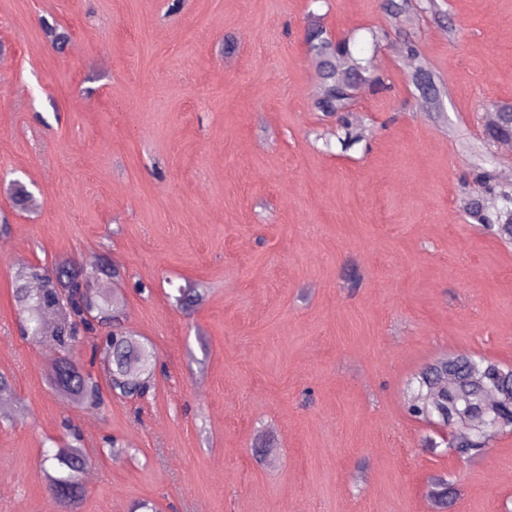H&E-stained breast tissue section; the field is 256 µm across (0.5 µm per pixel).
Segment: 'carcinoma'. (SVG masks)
<instances>
[{"instance_id": "obj_1", "label": "carcinoma", "mask_w": 512, "mask_h": 512, "mask_svg": "<svg viewBox=\"0 0 512 512\" xmlns=\"http://www.w3.org/2000/svg\"><path fill=\"white\" fill-rule=\"evenodd\" d=\"M384 16L396 22L423 9L436 19H444L437 0H381ZM308 51L319 71L313 98L316 110L337 116L336 146L346 153L364 141L357 118L347 113L359 87L381 89L384 78L373 71V64L358 55L348 39H333L320 24L307 34ZM425 102L442 111L441 92L435 80L426 88L417 87ZM487 111L494 120L485 126L489 146L512 141V102L490 101ZM484 154L475 173L481 191L467 196L468 216L478 224L497 227V233L512 240V184L498 182ZM118 280L120 272L105 259L92 255L76 269L64 260L51 272L40 265H29L16 273L14 298L18 317L26 324L33 340L49 336L60 348V356L50 369L49 382L63 398L90 408L105 402L102 387L120 399H142L150 390L156 361L154 348L135 332L124 327L123 300L107 286L93 289V282ZM90 344V364L102 357L105 383L81 367L71 352ZM502 387L499 401L487 399L491 389ZM409 394L414 397L410 414L445 417L456 430L454 448L465 453L485 448L499 431L512 427V372L481 359L456 373L453 361L440 363L412 379ZM96 452L87 448L82 435L72 430L67 441L47 449L41 466L49 478L48 490L60 512H74L83 494L80 475L91 464Z\"/></svg>"}]
</instances>
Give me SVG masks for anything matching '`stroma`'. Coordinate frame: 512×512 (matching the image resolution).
<instances>
[{
	"instance_id": "35a3bbf8",
	"label": "stroma",
	"mask_w": 512,
	"mask_h": 512,
	"mask_svg": "<svg viewBox=\"0 0 512 512\" xmlns=\"http://www.w3.org/2000/svg\"><path fill=\"white\" fill-rule=\"evenodd\" d=\"M446 2L455 41L415 13L375 47L378 0H0V512H56L40 457L66 421L130 449L98 456L76 512H512V431L462 455L405 399L446 356L512 369V244L461 202L483 102L512 101V0ZM312 8L387 79L345 154L312 106ZM14 179L39 208L9 210ZM95 253L159 361L144 399L83 409L22 336L13 273Z\"/></svg>"
}]
</instances>
